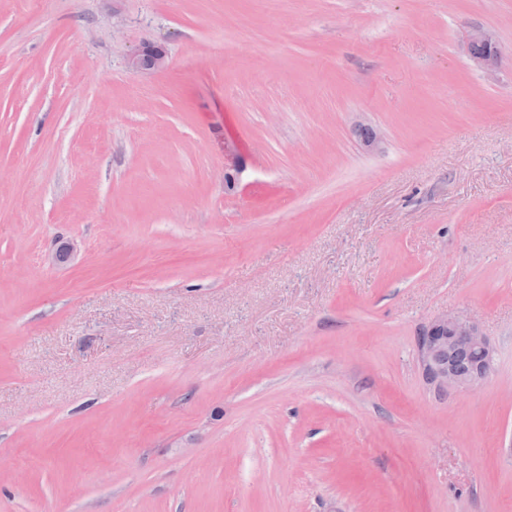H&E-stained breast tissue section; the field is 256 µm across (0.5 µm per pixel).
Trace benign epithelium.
<instances>
[{
    "instance_id": "benign-epithelium-1",
    "label": "benign epithelium",
    "mask_w": 512,
    "mask_h": 512,
    "mask_svg": "<svg viewBox=\"0 0 512 512\" xmlns=\"http://www.w3.org/2000/svg\"><path fill=\"white\" fill-rule=\"evenodd\" d=\"M467 52L476 66L491 72L503 60L502 50L494 37L481 28L470 30ZM129 67L138 71L162 70L166 67V54L155 47L139 50L130 57ZM462 350L474 355L464 372L454 363V357ZM417 353L425 382L443 394L482 383L494 363L493 347L479 327L467 317L448 311L422 328L417 339Z\"/></svg>"
}]
</instances>
